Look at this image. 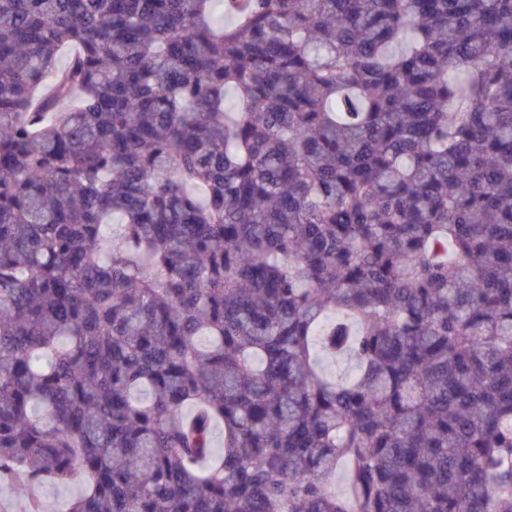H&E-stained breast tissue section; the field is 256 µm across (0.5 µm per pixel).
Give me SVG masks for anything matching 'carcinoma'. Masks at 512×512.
I'll list each match as a JSON object with an SVG mask.
<instances>
[{"label":"carcinoma","mask_w":512,"mask_h":512,"mask_svg":"<svg viewBox=\"0 0 512 512\" xmlns=\"http://www.w3.org/2000/svg\"><path fill=\"white\" fill-rule=\"evenodd\" d=\"M77 475L512 512V0H0V484Z\"/></svg>","instance_id":"obj_1"}]
</instances>
